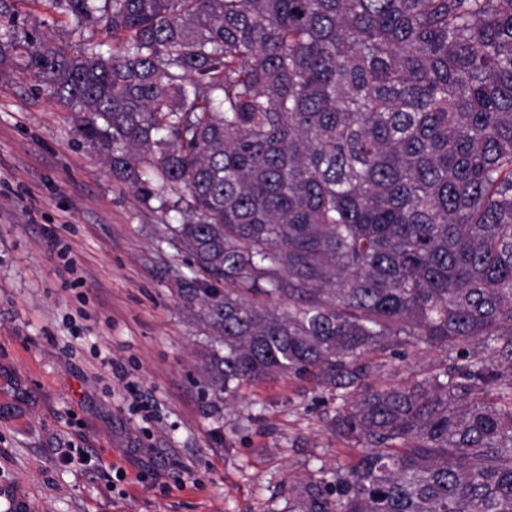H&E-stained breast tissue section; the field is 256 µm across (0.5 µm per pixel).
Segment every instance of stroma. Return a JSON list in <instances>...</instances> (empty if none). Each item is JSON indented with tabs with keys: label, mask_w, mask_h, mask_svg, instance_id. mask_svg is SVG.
Masks as SVG:
<instances>
[{
	"label": "stroma",
	"mask_w": 512,
	"mask_h": 512,
	"mask_svg": "<svg viewBox=\"0 0 512 512\" xmlns=\"http://www.w3.org/2000/svg\"><path fill=\"white\" fill-rule=\"evenodd\" d=\"M177 226L38 78L0 65V489L27 512H293L359 453L330 428L343 401L460 362L406 344L362 355L358 387L277 375L216 400Z\"/></svg>",
	"instance_id": "35a3bbf8"
}]
</instances>
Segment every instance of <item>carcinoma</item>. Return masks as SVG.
Returning <instances> with one entry per match:
<instances>
[{"mask_svg": "<svg viewBox=\"0 0 512 512\" xmlns=\"http://www.w3.org/2000/svg\"><path fill=\"white\" fill-rule=\"evenodd\" d=\"M25 2L0 0V62L181 215L215 397L311 369L347 389L377 347L460 350L338 410L359 456L298 512H512V0H47L77 53L20 35Z\"/></svg>", "mask_w": 512, "mask_h": 512, "instance_id": "1", "label": "carcinoma"}]
</instances>
